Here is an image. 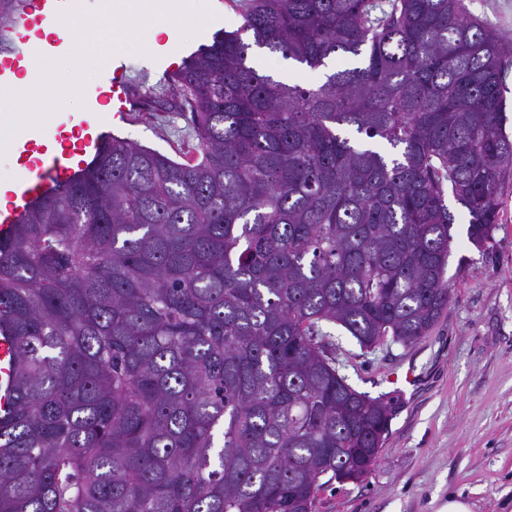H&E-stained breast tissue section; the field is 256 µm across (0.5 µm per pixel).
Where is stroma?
<instances>
[{"mask_svg":"<svg viewBox=\"0 0 512 512\" xmlns=\"http://www.w3.org/2000/svg\"><path fill=\"white\" fill-rule=\"evenodd\" d=\"M216 17L188 40L145 55L106 61L85 90L108 104L114 69L132 92L153 88L148 109L121 122L105 119L103 137L118 136L172 159L194 152L191 123L176 106L171 55L189 60L226 31L237 29L242 0H211ZM500 224L489 249L468 239V218L456 201L446 276L452 301L434 329L412 346L362 352L341 329L340 374L361 392L398 398L381 456L362 481L321 489L315 512H437L457 494L472 512H512V179L503 189Z\"/></svg>","mask_w":512,"mask_h":512,"instance_id":"stroma-1","label":"stroma"}]
</instances>
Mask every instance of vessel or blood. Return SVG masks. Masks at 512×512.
<instances>
[{
    "label": "vessel or blood",
    "mask_w": 512,
    "mask_h": 512,
    "mask_svg": "<svg viewBox=\"0 0 512 512\" xmlns=\"http://www.w3.org/2000/svg\"><path fill=\"white\" fill-rule=\"evenodd\" d=\"M69 0H40L37 12L19 11L10 25L0 28V35L13 45L10 57L0 61V85L11 84L16 73L26 70L33 63V33L51 20L57 19ZM82 136L70 150L59 155L50 154L47 145L33 138L19 137L15 150L19 155L31 158L29 178L20 192V201L30 203L37 198L55 178L56 167L61 161H74L88 152L97 150L101 135L94 117H87L80 124ZM14 351L12 336L0 330V418L10 415L15 400Z\"/></svg>",
    "instance_id": "vessel-or-blood-1"
}]
</instances>
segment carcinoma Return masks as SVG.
Listing matches in <instances>:
<instances>
[{"instance_id":"obj_1","label":"carcinoma","mask_w":512,"mask_h":512,"mask_svg":"<svg viewBox=\"0 0 512 512\" xmlns=\"http://www.w3.org/2000/svg\"><path fill=\"white\" fill-rule=\"evenodd\" d=\"M171 77L196 155L124 138L0 236V512H314L398 401L336 367L451 301L454 215L489 247L512 172V43L465 0H246ZM318 70L317 86L252 64ZM366 140L353 143L340 130ZM14 351L12 336L0 330V418L10 415L15 400Z\"/></svg>"}]
</instances>
